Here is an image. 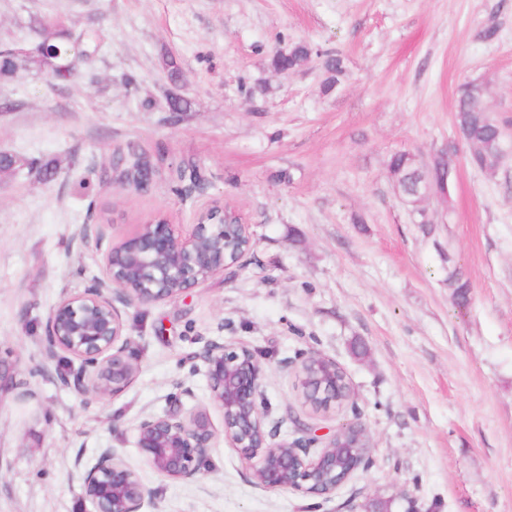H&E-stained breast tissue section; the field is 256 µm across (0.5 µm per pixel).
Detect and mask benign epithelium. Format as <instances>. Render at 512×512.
<instances>
[{"label":"benign epithelium","mask_w":512,"mask_h":512,"mask_svg":"<svg viewBox=\"0 0 512 512\" xmlns=\"http://www.w3.org/2000/svg\"><path fill=\"white\" fill-rule=\"evenodd\" d=\"M219 218L207 219L211 207L199 211L194 230L178 234L165 222L146 223L103 253L105 278L79 294L64 293L53 308L46 331L47 354L61 350L79 361L60 373V383L86 402L114 398L136 378L138 364L124 333L123 309L134 304L175 301L224 270V251L204 249V239H224V204ZM207 270V277L200 275ZM208 381L210 402L222 413L217 431L205 407L184 409L182 397L192 389L174 383L169 408L142 415L135 427V448L159 475L192 480L201 473L217 434L247 465L253 484L262 489L320 495L328 500L343 485L336 481V464L351 476L370 461L366 430L353 424L356 441L341 432L317 436L306 424L293 421V431L281 435L285 423L271 417L264 392L266 372L255 351L233 340H212L199 354ZM302 392L336 401L335 391L301 378ZM81 489L92 512H142L153 493L115 448L105 449L81 477Z\"/></svg>","instance_id":"obj_1"}]
</instances>
